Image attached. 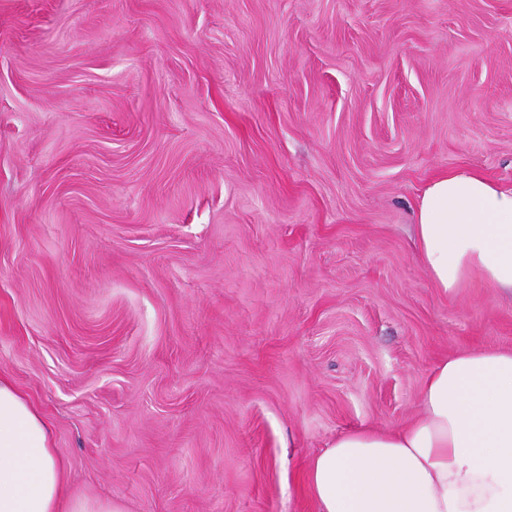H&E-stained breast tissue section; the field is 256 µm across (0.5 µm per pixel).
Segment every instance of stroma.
<instances>
[{
	"instance_id": "35a3bbf8",
	"label": "stroma",
	"mask_w": 512,
	"mask_h": 512,
	"mask_svg": "<svg viewBox=\"0 0 512 512\" xmlns=\"http://www.w3.org/2000/svg\"><path fill=\"white\" fill-rule=\"evenodd\" d=\"M459 168L512 184V0H0V374L70 491L316 512L336 434L512 347L412 241Z\"/></svg>"
}]
</instances>
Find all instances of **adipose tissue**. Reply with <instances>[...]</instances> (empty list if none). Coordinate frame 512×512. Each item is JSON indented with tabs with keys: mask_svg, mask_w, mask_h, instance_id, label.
Returning <instances> with one entry per match:
<instances>
[{
	"mask_svg": "<svg viewBox=\"0 0 512 512\" xmlns=\"http://www.w3.org/2000/svg\"><path fill=\"white\" fill-rule=\"evenodd\" d=\"M417 253L435 287L479 276L512 295V185L451 170L419 195ZM411 423L337 435L305 475L317 512H512V348L452 354L430 368ZM66 467L40 411L0 375V512H123L66 495Z\"/></svg>",
	"mask_w": 512,
	"mask_h": 512,
	"instance_id": "adipose-tissue-1",
	"label": "adipose tissue"
}]
</instances>
